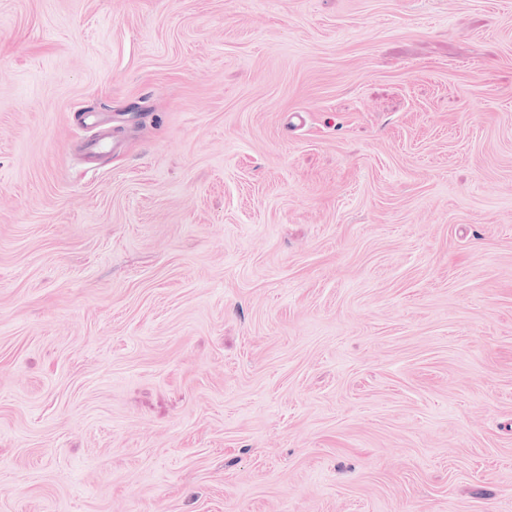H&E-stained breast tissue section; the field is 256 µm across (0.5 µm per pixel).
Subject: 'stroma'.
<instances>
[{"mask_svg": "<svg viewBox=\"0 0 512 512\" xmlns=\"http://www.w3.org/2000/svg\"><path fill=\"white\" fill-rule=\"evenodd\" d=\"M0 512H512V0H0Z\"/></svg>", "mask_w": 512, "mask_h": 512, "instance_id": "1", "label": "stroma"}]
</instances>
